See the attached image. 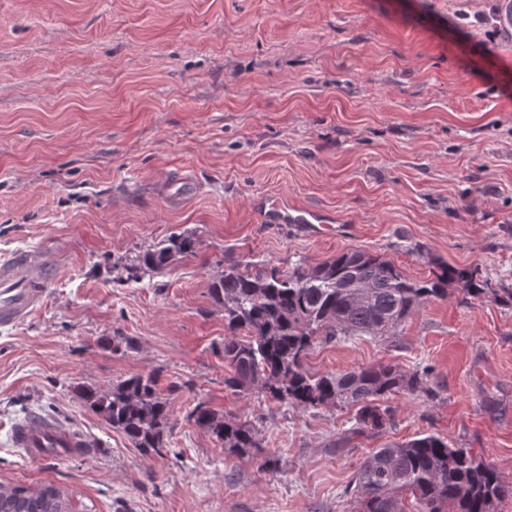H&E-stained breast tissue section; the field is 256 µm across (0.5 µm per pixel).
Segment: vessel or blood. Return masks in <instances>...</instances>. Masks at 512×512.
I'll return each mask as SVG.
<instances>
[{"mask_svg": "<svg viewBox=\"0 0 512 512\" xmlns=\"http://www.w3.org/2000/svg\"><path fill=\"white\" fill-rule=\"evenodd\" d=\"M262 218L269 224H318L320 213L280 197L265 205ZM57 273L50 251L17 252L0 260V327L24 324L44 304L46 286ZM13 443L32 458L49 448H80L83 440L61 425L40 418L26 420L13 430Z\"/></svg>", "mask_w": 512, "mask_h": 512, "instance_id": "obj_1", "label": "vessel or blood"}]
</instances>
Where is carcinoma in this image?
I'll return each mask as SVG.
<instances>
[{"instance_id": "cac0c4a2", "label": "carcinoma", "mask_w": 512, "mask_h": 512, "mask_svg": "<svg viewBox=\"0 0 512 512\" xmlns=\"http://www.w3.org/2000/svg\"><path fill=\"white\" fill-rule=\"evenodd\" d=\"M491 24L505 31L512 23V0H497ZM189 236L148 249L140 268L158 271L178 256L194 253ZM479 301L499 300L478 269L438 266L425 280L406 277L391 261L366 251H346L312 267H277L251 272L231 263L210 286L224 309L227 336L221 353L230 375L224 386L241 393L258 385L277 401L303 409L357 408V432H382L392 409L382 406L401 392L423 391L419 374L389 364L346 373L311 375L304 360L314 345L339 336L384 334L421 303L448 294V285ZM81 396L135 447L157 454L166 447L169 402L155 375H133L107 392L84 388ZM190 417L244 455L259 447L247 422L218 415L204 403ZM357 512H496L512 499V484L501 481L494 465L469 448H453L434 434L378 448L354 475ZM0 512H76L71 496L52 483L36 488L0 484Z\"/></svg>"}]
</instances>
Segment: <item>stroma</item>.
<instances>
[{
    "mask_svg": "<svg viewBox=\"0 0 512 512\" xmlns=\"http://www.w3.org/2000/svg\"><path fill=\"white\" fill-rule=\"evenodd\" d=\"M492 3L0 0V256L58 260L42 308L0 327V483H52L87 512H353L360 464L428 433L512 482V32ZM172 176L195 195L167 199ZM275 197L327 221L264 223ZM183 234L194 254L136 271ZM356 250L415 280L478 269L500 299L452 287L394 335L313 348L317 376L429 369L382 433H356L351 407L227 390L213 276ZM149 373L170 405L160 454L77 393ZM201 402L248 421L258 448L225 451L191 417ZM43 417L90 449L28 459L11 433Z\"/></svg>",
    "mask_w": 512,
    "mask_h": 512,
    "instance_id": "stroma-1",
    "label": "stroma"
}]
</instances>
